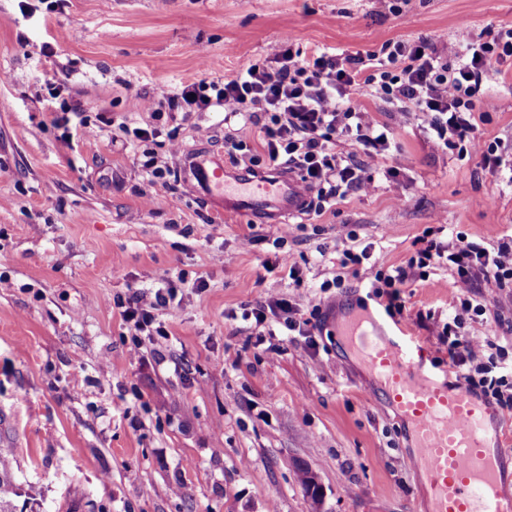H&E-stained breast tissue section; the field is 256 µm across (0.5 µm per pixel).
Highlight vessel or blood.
I'll return each instance as SVG.
<instances>
[{
    "mask_svg": "<svg viewBox=\"0 0 512 512\" xmlns=\"http://www.w3.org/2000/svg\"><path fill=\"white\" fill-rule=\"evenodd\" d=\"M183 164L207 198L267 224L301 214L309 200L300 180L277 169L251 175L206 155ZM340 334L373 377L370 401L386 402L401 419L414 468L428 487L429 512H512L503 466L512 449L499 440L501 416L464 379L438 380L406 326L392 330L351 317Z\"/></svg>",
    "mask_w": 512,
    "mask_h": 512,
    "instance_id": "1",
    "label": "vessel or blood"
}]
</instances>
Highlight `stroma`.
<instances>
[{"label": "stroma", "instance_id": "35a3bbf8", "mask_svg": "<svg viewBox=\"0 0 512 512\" xmlns=\"http://www.w3.org/2000/svg\"><path fill=\"white\" fill-rule=\"evenodd\" d=\"M463 22L492 39L512 28V0H0V441L15 450V512H428L403 426L368 400L331 313L357 305L406 325L443 376L455 374L443 328L456 318L512 362V287L471 292L487 308L477 318L445 267L407 282L398 315L372 288L423 237L490 247L512 235V65L483 83L498 170L434 147L422 113L360 96L394 133L365 170L371 188L285 226L213 207L170 153L254 142L256 128L218 108L159 120L148 101L275 60L288 36L307 56L418 37L444 53ZM127 126L161 134L132 142ZM149 156L169 185L158 205ZM365 247L369 259L341 267ZM170 283L175 300L155 312L167 336L132 354L116 300ZM272 297L310 336L243 320Z\"/></svg>", "mask_w": 512, "mask_h": 512}]
</instances>
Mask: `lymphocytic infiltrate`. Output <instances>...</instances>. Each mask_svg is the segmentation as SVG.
Wrapping results in <instances>:
<instances>
[{"label": "lymphocytic infiltrate", "instance_id": "obj_1", "mask_svg": "<svg viewBox=\"0 0 512 512\" xmlns=\"http://www.w3.org/2000/svg\"><path fill=\"white\" fill-rule=\"evenodd\" d=\"M512 59V29L489 41L461 33L456 46L440 55L425 38L386 42L380 53L338 55L318 52L310 56L288 53L279 67L247 62L231 79L214 77L185 86L167 96L169 111L204 112L218 107L226 117H237L260 132L262 155L249 156L250 164H286L298 169L308 190L328 203L354 192L367 191L366 163H377L390 145L387 127L370 121L367 113L351 103V95L372 87L400 112H420L435 147L456 144L481 152L485 161L499 164L498 143L480 138L475 113L489 114L490 99L479 98L484 77L494 65ZM354 136L365 155L339 157L336 138ZM454 270L462 290L492 280L512 282V237L496 248L457 237L449 246L428 242L393 273L376 272L374 294L396 308L399 289L418 270L427 267ZM163 292L153 299L133 293L123 304L122 316L131 324L133 351H140L143 334L166 336L157 324L154 309L168 306ZM448 353L473 391L495 400L512 414V373H504L503 352L483 355L481 345L453 335Z\"/></svg>", "mask_w": 512, "mask_h": 512}]
</instances>
